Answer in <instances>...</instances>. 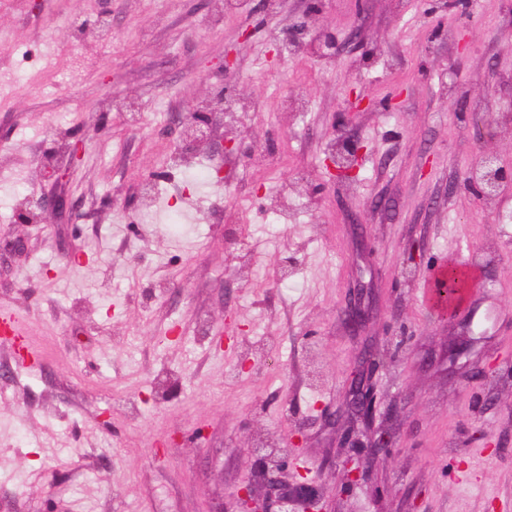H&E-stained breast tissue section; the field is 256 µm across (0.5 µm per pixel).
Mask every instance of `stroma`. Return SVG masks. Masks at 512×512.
<instances>
[{
  "instance_id": "35a3bbf8",
  "label": "stroma",
  "mask_w": 512,
  "mask_h": 512,
  "mask_svg": "<svg viewBox=\"0 0 512 512\" xmlns=\"http://www.w3.org/2000/svg\"><path fill=\"white\" fill-rule=\"evenodd\" d=\"M469 2L0 0V312L35 362L0 336V512H234L259 446L286 450L327 512H512V195L461 187L482 156L512 161V0ZM351 85L374 106L344 123ZM225 86L236 110L173 171L184 118ZM230 137L247 155L222 152ZM337 137L363 147L343 183L322 163ZM59 191L70 223H16ZM450 265L486 287L446 324L420 291ZM359 280L375 315L355 337L341 308ZM367 341L376 413L357 427ZM352 429L397 439L356 481ZM378 362L368 343L364 344L361 356L348 380V411L350 414L369 424L372 419L373 405V370Z\"/></svg>"
}]
</instances>
